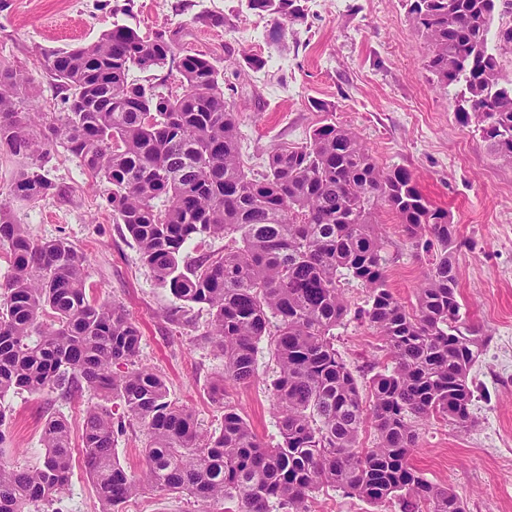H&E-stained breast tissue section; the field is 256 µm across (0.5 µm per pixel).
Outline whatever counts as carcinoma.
Segmentation results:
<instances>
[{
	"label": "carcinoma",
	"mask_w": 512,
	"mask_h": 512,
	"mask_svg": "<svg viewBox=\"0 0 512 512\" xmlns=\"http://www.w3.org/2000/svg\"><path fill=\"white\" fill-rule=\"evenodd\" d=\"M413 33L428 45L425 68L440 87L464 85L459 121L477 122L493 158L512 164V81L498 77L488 47L496 9L512 0H406ZM281 32L304 19L296 0H247ZM194 22L224 27L222 14ZM181 29L141 36L114 24L98 40L48 53L44 68L63 94L49 118L19 108L32 79L0 66V153L22 160L10 193L41 200L62 189L46 164L58 146L87 174L112 185L108 206L136 242L141 261L177 299L208 312L204 335L224 357L219 432L201 433L193 412L169 399L164 378L135 361L137 326L121 306L87 294V256L65 238L36 240L0 205V247L11 267L0 283V399L9 392H87L123 405L126 418L88 407L81 454L100 512H119L147 483L225 512H309L323 487L375 507L396 498L402 512H466L445 485L428 480L410 457L436 417L471 422L470 370L489 336L461 313L455 254L457 227L422 193L413 172L379 167L359 133L326 118L301 144L274 147L264 170L248 173L239 110L224 92V73L205 53L180 47ZM175 63L179 94L166 78L145 82ZM392 212L406 240L429 253L415 302L389 288L379 212ZM222 237L224 252L184 263L185 243ZM369 292L363 310L391 366L363 395L334 345L350 312L343 280ZM276 364L269 381L280 440L262 443L224 400V382L258 378V344ZM145 435V469L128 475L113 448L128 426ZM374 442L364 448L365 425ZM35 470L0 467V512H37L64 492L73 448L69 421L52 415Z\"/></svg>",
	"instance_id": "obj_1"
}]
</instances>
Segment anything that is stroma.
Listing matches in <instances>:
<instances>
[{
    "label": "stroma",
    "instance_id": "obj_1",
    "mask_svg": "<svg viewBox=\"0 0 512 512\" xmlns=\"http://www.w3.org/2000/svg\"><path fill=\"white\" fill-rule=\"evenodd\" d=\"M303 23L273 40L274 22L255 17L246 0H0V63L29 73L43 112L62 109L61 96L43 68V51L70 49L96 41L113 23L140 34L182 27L183 48L215 58L226 84L236 86L242 152L246 170L259 172L268 151L281 142H303L324 117L353 128L378 165L409 168L434 206L450 212L464 245L457 253L462 312L483 325L490 337L472 366V425L441 419L423 428L412 462L429 480L448 486L466 512H512V165L492 158L477 124L461 125L456 108L462 86L440 88L424 67L427 45L410 29L404 0H300ZM200 12L223 14L227 26L193 24ZM260 20L255 38L242 31ZM265 61L249 69L246 55ZM322 101L330 115L318 112ZM17 161L0 156V201L9 203L17 223L40 239L64 238L88 257L86 284L91 297L123 306L140 331L139 361L166 380L169 397L188 406L200 430L222 423L223 402H231L266 444L276 443L274 398L266 371L273 366L268 342L257 355L260 377L239 386L224 382V360L202 337L208 315L178 326L169 316L180 302L143 266L124 225L112 217L106 199L111 184L92 182L79 162L56 149L48 164L60 194L32 202L12 199ZM380 220L400 256L388 267V284L402 302L415 300L425 263L404 243L402 227L390 211ZM350 313L335 330V347L360 387L386 362L379 338L361 316L368 293L349 285ZM224 385L223 401L212 388ZM92 399L68 400L50 392L18 391L0 401L7 423L0 462L33 469L43 462L41 430L53 414L81 431ZM146 512H224L220 503L194 501L143 486L134 503ZM55 512H97L98 503L82 461H75L70 484L54 503ZM310 512H400L398 500L382 510L342 490L324 488L309 503Z\"/></svg>",
    "mask_w": 512,
    "mask_h": 512
}]
</instances>
